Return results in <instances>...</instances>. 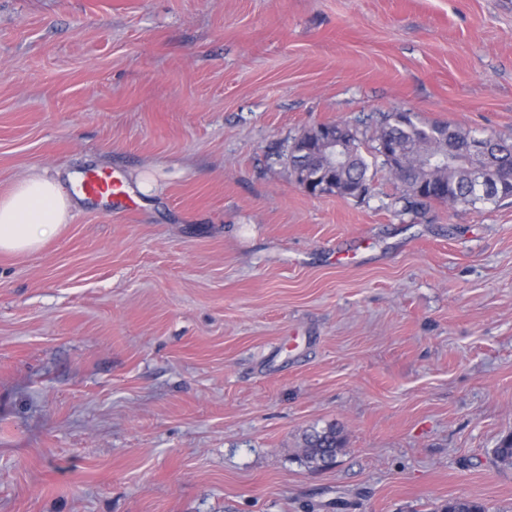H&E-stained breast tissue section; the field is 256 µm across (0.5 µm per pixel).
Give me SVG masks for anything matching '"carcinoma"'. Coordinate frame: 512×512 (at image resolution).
Wrapping results in <instances>:
<instances>
[{
  "label": "carcinoma",
  "mask_w": 512,
  "mask_h": 512,
  "mask_svg": "<svg viewBox=\"0 0 512 512\" xmlns=\"http://www.w3.org/2000/svg\"><path fill=\"white\" fill-rule=\"evenodd\" d=\"M389 139L394 148L383 157L389 173L404 188V211L417 213L432 201H451L474 206L478 203H496L512 197V183L498 186V181L512 174V142L492 137L493 147L485 163L488 178L476 180L475 161L448 158V148L467 144L472 137L442 123L426 122L417 113L389 112L382 115L377 139ZM369 165L361 154L354 158L342 174L344 183L359 184L369 190ZM342 440L336 428L314 430L304 436V458L310 464L326 465L336 459ZM494 460L512 466V435L504 438L493 450ZM446 512H486L483 504L458 499L448 503Z\"/></svg>",
  "instance_id": "1"
}]
</instances>
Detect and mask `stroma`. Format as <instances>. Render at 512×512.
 I'll return each mask as SVG.
<instances>
[{"label": "stroma", "mask_w": 512, "mask_h": 512, "mask_svg": "<svg viewBox=\"0 0 512 512\" xmlns=\"http://www.w3.org/2000/svg\"><path fill=\"white\" fill-rule=\"evenodd\" d=\"M400 110L512 140V0H0V195L131 204L0 253V512H512V198L404 211ZM338 120L369 191L309 195ZM347 149L346 138L336 132L334 127L324 126L321 128L318 141L312 147L305 148L298 153L300 155L295 159L296 167L298 169L308 168L313 155L319 154L332 155L335 160L333 169H336V156L340 160ZM79 190L92 199H106L114 205L122 202L124 191L122 184L107 171L89 170L81 176L78 184ZM342 440L335 427L313 430L304 436V458L309 464L326 465L336 459Z\"/></svg>", "instance_id": "1"}]
</instances>
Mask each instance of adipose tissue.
Returning <instances> with one entry per match:
<instances>
[{
	"label": "adipose tissue",
	"mask_w": 512,
	"mask_h": 512,
	"mask_svg": "<svg viewBox=\"0 0 512 512\" xmlns=\"http://www.w3.org/2000/svg\"><path fill=\"white\" fill-rule=\"evenodd\" d=\"M74 201L59 177L38 173L0 196V252L33 253L66 224Z\"/></svg>",
	"instance_id": "ef3b65f1"
}]
</instances>
